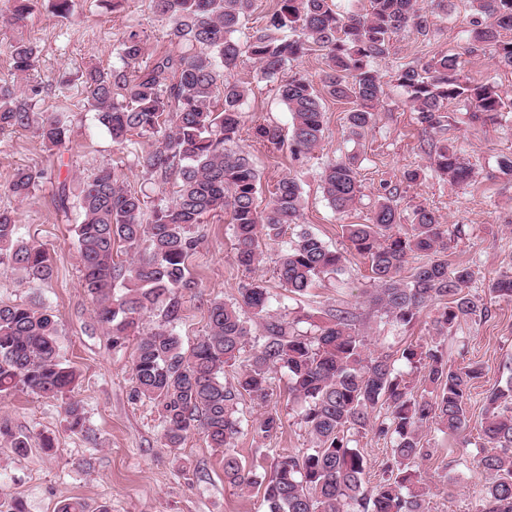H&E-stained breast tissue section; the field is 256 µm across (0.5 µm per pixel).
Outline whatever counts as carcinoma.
<instances>
[{
  "instance_id": "carcinoma-1",
  "label": "carcinoma",
  "mask_w": 512,
  "mask_h": 512,
  "mask_svg": "<svg viewBox=\"0 0 512 512\" xmlns=\"http://www.w3.org/2000/svg\"><path fill=\"white\" fill-rule=\"evenodd\" d=\"M369 9L339 13L329 0H276L255 27L243 29L252 0H149L150 10L170 22V42L184 51L147 57L138 30L119 42L120 68L90 67L82 74L85 107L132 156L134 164L161 184L177 181L175 200L147 206L145 197L125 187L109 167L82 179L75 207L81 288L95 318L112 336V345L133 342L131 369L137 396L156 407L166 446L179 448L191 433L210 447L224 450V481L242 490L259 486L267 512H429L428 488L419 469L428 455L420 428L435 422L451 432L468 428L466 405L471 384L482 370H460L433 344L408 345L401 358L424 371L429 393L418 394L396 372L395 351L370 350L357 328L358 316L329 309L323 316L298 311L292 318L272 309L271 295L258 280L240 288V300L207 303L208 331L184 347L175 330L183 319V294L197 287L187 261L196 251L204 218L229 211L240 266L259 262L260 239H281L298 223L302 192L292 178L274 186L268 206L256 205L260 174L249 155L227 145L238 139L241 107L249 88L227 74L248 56L261 78L275 89L292 115L290 151L307 156L324 138L323 97L350 104L349 133L359 136L374 117L384 89L373 63L389 54L392 37L413 28L426 36L428 12L444 0H368ZM471 19L464 54L493 49L498 62L512 67V0H467ZM35 0H9L0 43L11 61L14 81L0 83V133L31 131L49 148L66 144V121L37 109L46 86L29 81L37 49L16 34L25 27ZM292 35H285V31ZM324 52L321 87L296 71L281 78L288 64L311 51ZM462 54V55H464ZM462 55L441 53L416 65L397 66L395 77L420 124L435 129L448 121V103L473 105V120H492L512 112V100L497 86L472 84L462 75ZM148 136V149L137 138ZM255 137L274 148L283 143L276 125H259ZM429 158L451 185L468 182L472 167L446 140ZM44 171L14 168L5 187L24 201L32 196ZM323 191L337 213L361 199L356 158L328 162ZM401 213L394 192L377 200L370 222L342 225L350 248L365 258L375 288L374 305L389 322L410 326L428 306L436 307L435 334L442 336L462 321L488 316V308L469 293L474 272L450 265L439 254L448 250V228L427 207L412 213L411 230L400 232ZM121 243L127 260L114 256ZM28 282H44L53 267L47 251L24 241L15 210L0 207V262ZM411 268V275L400 273ZM344 270V256L317 234L302 230L281 246L277 276L288 292L303 296ZM491 292L512 297V273L491 283ZM159 317L142 332L143 318ZM258 325L262 336L252 339ZM58 327L48 308L31 301L0 302V398L16 391L63 401L70 429L87 432L78 402L69 397L77 373L61 355ZM248 355L236 383L224 382V367ZM288 375V388L303 407L302 421L315 440L302 455L279 457L270 475L258 477L234 451L241 433L238 404L243 396L265 402L272 374ZM386 406V415L376 416ZM282 428L278 413L252 421L250 431L271 440ZM372 432L395 436L382 476L367 486V460L354 446L355 436ZM486 444L477 460L485 482L482 512H512V381L485 397L480 423Z\"/></svg>"
}]
</instances>
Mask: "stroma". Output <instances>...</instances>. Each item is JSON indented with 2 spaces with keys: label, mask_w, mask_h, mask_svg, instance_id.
Masks as SVG:
<instances>
[{
  "label": "stroma",
  "mask_w": 512,
  "mask_h": 512,
  "mask_svg": "<svg viewBox=\"0 0 512 512\" xmlns=\"http://www.w3.org/2000/svg\"><path fill=\"white\" fill-rule=\"evenodd\" d=\"M469 19L466 0H448L447 8L430 13L428 36L412 30L397 34L389 56L376 63L384 96L373 122L360 138H353L346 126L347 104L323 98L325 137L306 158H294L285 146L267 148L254 142L252 131L259 124H273L290 134L291 114L274 86L260 80L252 59H244L231 72V80L249 88L241 111L239 145L249 152L261 176L259 207H266L276 180L294 178L302 189V227L343 253L345 273L341 279L317 283L307 295L291 294L281 287L276 273L279 245L264 241L260 264L245 270L236 260L230 216L220 213L208 217L200 228L202 241L190 259L197 286L186 292L184 316L176 327L185 343L195 342L207 330L205 302L235 301L243 284L258 279L279 307H302L318 315L330 308H350L358 315L370 346L428 341L434 334L428 311L400 335H391L389 324L369 302L368 265L350 249L342 227L367 223L375 199L390 187L398 191L402 230H409L408 218L417 207L435 210L448 226L449 264L474 269L470 293L489 313L460 322L440 341L450 364L463 368L476 362L484 375L467 402L464 433L434 424L421 430L422 442L430 451L421 469L430 487L431 512H480L482 479L475 465L483 397L486 390L512 380V298L495 296L489 289L493 278L512 269V174L499 167L500 157L512 153V112L493 121H474L464 104L456 102L448 107L446 129L423 128L407 105L393 69L440 52L462 51ZM130 29L143 32L149 55L173 49L167 37L168 20L153 15L148 0H125L115 11L99 0H74L73 14L66 20L52 14L49 0H37L23 29L25 39L38 51L33 79L47 82L62 71L75 77L91 65L105 70L121 67L118 42ZM464 74L474 84L494 83L512 99V68L500 65L493 51L469 58ZM40 109L67 113L70 138L55 155L32 132L0 134V188L20 165L46 173L28 201H14L0 191V206L13 207L23 237L49 251L54 272L48 281L29 284L0 264V301L36 298L53 312L64 358L79 374L73 397L80 402L94 438L86 440L69 429L61 401L21 391L0 399V425L32 438L28 452L20 456L0 436V500L21 502L24 512H58L62 502L71 498L85 502L90 512H265L262 489L243 491L226 483L223 452L209 447L202 435H191L176 451L165 447L155 406L134 395L130 349L112 345L96 324L80 286L74 232L79 213L73 207L62 210L56 201L58 183L77 184L103 165L114 167L128 188L147 195L153 205L172 202L175 183L159 184L133 164L85 109L79 83L52 91ZM444 138L455 140L469 160L473 176L467 184L449 186L428 170L430 146ZM348 155L358 159L363 196L353 209L339 214L324 197L321 172L326 162ZM417 166L426 167L425 178L416 184L406 182L405 171ZM240 407L248 422L268 411L278 412L282 420L277 437L271 440H255L247 429L239 435L236 451L255 473L267 475L279 456L313 448L301 407L288 396L286 374H276L266 403L246 398ZM43 435L52 438L53 450L41 447Z\"/></svg>",
  "instance_id": "1"
}]
</instances>
